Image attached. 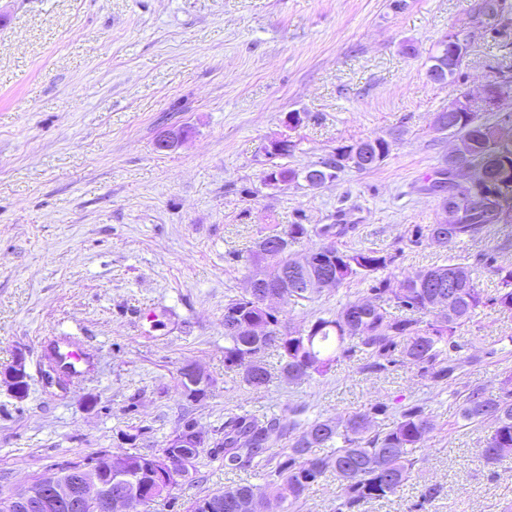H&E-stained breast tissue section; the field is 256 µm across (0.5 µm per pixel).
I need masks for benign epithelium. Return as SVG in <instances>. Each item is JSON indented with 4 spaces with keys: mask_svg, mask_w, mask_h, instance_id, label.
Listing matches in <instances>:
<instances>
[{
    "mask_svg": "<svg viewBox=\"0 0 512 512\" xmlns=\"http://www.w3.org/2000/svg\"><path fill=\"white\" fill-rule=\"evenodd\" d=\"M447 40L451 60H464L470 40L455 35ZM511 94L512 90L505 84L488 83L479 95L467 94L449 103L448 111L468 112L477 104L495 108ZM26 380L25 359L21 354L13 365L0 372V385H5L17 399L27 396ZM206 442L205 435L194 426L174 434L166 444L165 466L149 474L151 482L162 486L177 472L189 471L194 460L184 449H200ZM144 506L145 484L113 463L110 456L89 466L79 465L73 478L47 474L0 500V508L5 512H143Z\"/></svg>",
    "mask_w": 512,
    "mask_h": 512,
    "instance_id": "benign-epithelium-1",
    "label": "benign epithelium"
}]
</instances>
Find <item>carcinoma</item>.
<instances>
[{"label":"carcinoma","mask_w":512,"mask_h":512,"mask_svg":"<svg viewBox=\"0 0 512 512\" xmlns=\"http://www.w3.org/2000/svg\"><path fill=\"white\" fill-rule=\"evenodd\" d=\"M436 117L435 130L456 138L461 149L455 159H445L438 178L427 190L439 197L440 206L453 203L461 216L457 224L415 226L412 243L431 238L436 246L446 248L458 240H473L512 226L500 213L504 203L512 208V140L497 139V125L477 111L439 112ZM396 141L395 136L388 144L378 136L354 141L350 146L360 148L371 159L380 155L385 160ZM293 148L294 142L288 141L277 161L265 171V185L275 181L288 186L302 180L314 188V179L330 182L345 168L333 152L302 171L280 163ZM458 163L483 170L486 179L478 186L452 182L451 170ZM344 232L345 228L335 224L317 231L329 241L317 248L325 263L311 268L299 266L290 252L294 242L309 235L305 224L268 231L255 241L247 261L255 267L254 273L263 274L264 289L278 292L283 300L309 299L322 292L314 282L326 270L335 275L338 288L352 278L383 273L394 264L395 255L389 252L338 248L331 237ZM510 247L512 234L508 232L503 243L482 255L484 267L497 276L500 284L492 296L477 288L469 264L453 262L424 268L394 286L388 277L377 279L369 288L370 297L350 300L302 331L287 329L277 315L258 307L248 293L231 297L224 304V367L236 372L245 385L260 390L272 381L262 360L269 348H276L281 376L291 381L320 376L340 359L361 352L368 356L369 368L384 370L390 364L406 363L433 382L448 384L468 363L466 357L450 355L459 349L457 329L473 321L485 306L512 314V264L498 260V252ZM450 280L455 283L451 291ZM439 290L451 292L442 307L434 299ZM392 305L411 316H393L388 310ZM415 313L428 314L430 319L415 318ZM385 410L386 406L373 404L342 420L317 416L289 422L277 414L258 416L247 410L229 414L224 419L222 437L212 442V447L224 454L225 469L240 470L257 458L277 456L280 461L264 485L232 487L220 512H254L257 497L294 507L329 474L336 477L340 489L337 512H354L365 502L396 495L412 479L414 454L432 432L433 422L425 407L415 404L403 409L392 426L370 432L375 416ZM460 415L465 421L489 427L481 450L486 464H497L511 454L512 372L503 374L495 394L480 388L471 390L463 400ZM318 448L327 452L318 454ZM115 458L138 470L163 465L155 454L117 453ZM439 494V487L422 485L415 509L428 512Z\"/></svg>","instance_id":"cac0c4a2"}]
</instances>
